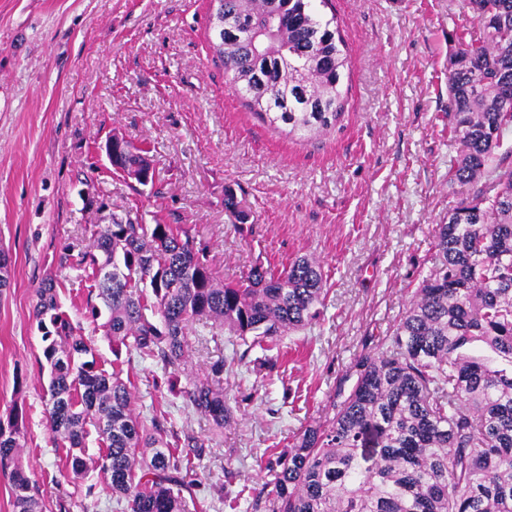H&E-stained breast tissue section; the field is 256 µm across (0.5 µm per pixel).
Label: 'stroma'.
Here are the masks:
<instances>
[{
	"mask_svg": "<svg viewBox=\"0 0 512 512\" xmlns=\"http://www.w3.org/2000/svg\"><path fill=\"white\" fill-rule=\"evenodd\" d=\"M210 0H0V415L25 409L23 459L44 512H55L66 451L45 413L47 373L35 290L49 275L59 299L83 307L88 284L59 266L63 247L87 250L101 215L181 225L234 282L255 265L316 258L328 293L317 318L281 337L278 358L233 362V337L195 326L182 384L220 382L233 417L217 428L169 394L150 359H118L102 333L101 368L131 382L137 413H166L201 444L191 459L198 512H268L269 463L320 419L341 377L373 338L392 335L429 268L432 229L466 197L448 182L458 145L448 127V35L476 22L465 0H332L350 55L348 105L316 140L261 121L215 66ZM150 147L160 196L112 170V134ZM233 189L247 222L224 207ZM234 480H227V472ZM226 488L219 497L218 488Z\"/></svg>",
	"mask_w": 512,
	"mask_h": 512,
	"instance_id": "stroma-1",
	"label": "stroma"
}]
</instances>
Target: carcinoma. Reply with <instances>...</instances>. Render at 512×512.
Here are the masks:
<instances>
[{
	"label": "carcinoma",
	"mask_w": 512,
	"mask_h": 512,
	"mask_svg": "<svg viewBox=\"0 0 512 512\" xmlns=\"http://www.w3.org/2000/svg\"><path fill=\"white\" fill-rule=\"evenodd\" d=\"M312 0H212L209 43L231 85L261 120L307 138L340 122L347 68L339 27ZM478 35L454 31L448 117L462 150L448 182L470 195L434 228L432 267L394 335L361 353L346 372L347 394L329 398L270 463L269 512H512V0H467ZM243 17L264 29L257 46H226L217 22ZM288 68L292 81H279ZM112 168L156 190L148 151L112 143ZM91 281L81 320L58 301L49 275L37 288L46 410L64 442L68 482L90 473L118 512H196L179 435L136 413L119 373L97 365L82 322L103 330L112 353L149 357L171 370L169 391L215 426L231 420L209 381L178 386L187 336L211 325L245 346L239 359L311 324L323 293L317 260L274 272L261 265L235 284L217 280L203 249L178 224L131 219L88 224ZM483 346L489 354H476ZM23 409L0 416V469L12 512H43L21 454ZM104 444L89 454L88 427ZM90 512L63 491L56 512Z\"/></svg>",
	"instance_id": "carcinoma-1"
}]
</instances>
